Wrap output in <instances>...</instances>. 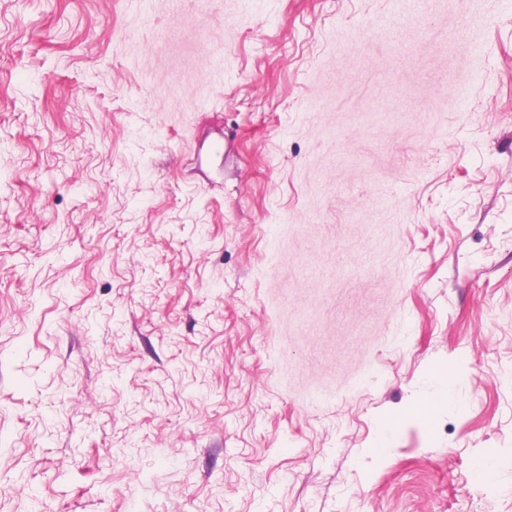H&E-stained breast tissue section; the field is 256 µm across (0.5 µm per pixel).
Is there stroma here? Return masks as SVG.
Here are the masks:
<instances>
[{
  "instance_id": "1",
  "label": "stroma",
  "mask_w": 512,
  "mask_h": 512,
  "mask_svg": "<svg viewBox=\"0 0 512 512\" xmlns=\"http://www.w3.org/2000/svg\"><path fill=\"white\" fill-rule=\"evenodd\" d=\"M384 12L0 0V512H512V0Z\"/></svg>"
}]
</instances>
